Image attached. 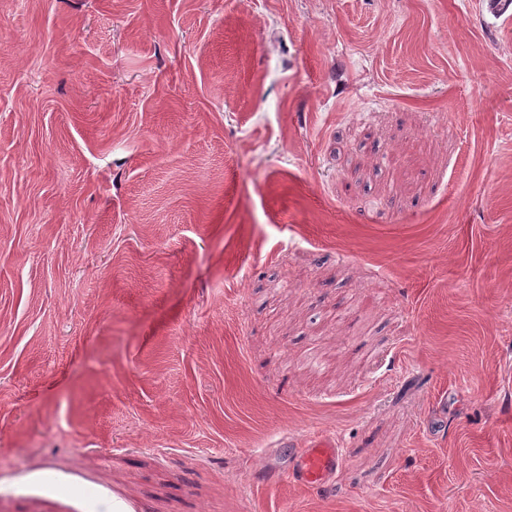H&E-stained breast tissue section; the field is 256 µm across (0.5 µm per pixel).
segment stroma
<instances>
[{
	"label": "stroma",
	"instance_id": "35a3bbf8",
	"mask_svg": "<svg viewBox=\"0 0 512 512\" xmlns=\"http://www.w3.org/2000/svg\"><path fill=\"white\" fill-rule=\"evenodd\" d=\"M0 512H512V22L0 0ZM334 439L320 437L312 440L307 448L295 455V464L286 473L293 478L310 485L322 487L341 462V454Z\"/></svg>",
	"mask_w": 512,
	"mask_h": 512
}]
</instances>
